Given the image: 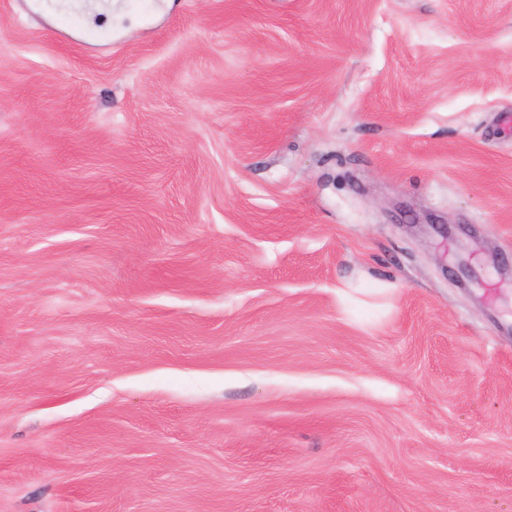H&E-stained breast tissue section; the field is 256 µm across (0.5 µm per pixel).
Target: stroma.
<instances>
[{
	"label": "stroma",
	"instance_id": "obj_1",
	"mask_svg": "<svg viewBox=\"0 0 512 512\" xmlns=\"http://www.w3.org/2000/svg\"><path fill=\"white\" fill-rule=\"evenodd\" d=\"M0 0V512H512V0ZM57 31L70 35L78 32L84 42L112 43V31H98L87 29L82 24L81 15L76 12L59 10L55 15Z\"/></svg>",
	"mask_w": 512,
	"mask_h": 512
}]
</instances>
